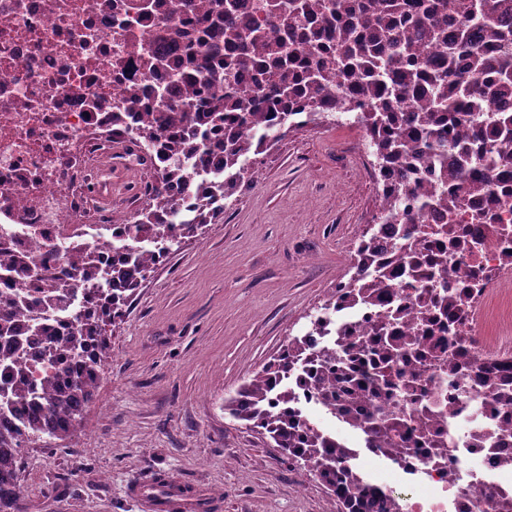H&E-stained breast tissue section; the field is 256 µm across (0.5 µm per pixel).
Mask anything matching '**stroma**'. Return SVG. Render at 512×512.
Here are the masks:
<instances>
[{
  "mask_svg": "<svg viewBox=\"0 0 512 512\" xmlns=\"http://www.w3.org/2000/svg\"><path fill=\"white\" fill-rule=\"evenodd\" d=\"M357 127L311 121L248 163L224 214L144 281L73 435L22 451L23 512H143L165 474L211 512H328L325 488L224 401L352 274L344 243L379 203Z\"/></svg>",
  "mask_w": 512,
  "mask_h": 512,
  "instance_id": "obj_1",
  "label": "stroma"
}]
</instances>
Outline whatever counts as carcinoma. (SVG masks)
<instances>
[{"instance_id":"carcinoma-1","label":"carcinoma","mask_w":512,"mask_h":512,"mask_svg":"<svg viewBox=\"0 0 512 512\" xmlns=\"http://www.w3.org/2000/svg\"><path fill=\"white\" fill-rule=\"evenodd\" d=\"M413 0H288L273 5L267 15L271 27H299L312 10L320 13L322 31L310 36L302 48L275 49L288 53V68L267 72V92L248 102L217 86L205 60L222 46L242 48L227 64V87L249 69L251 49L266 50L269 44L258 24L243 25L238 17H224V29L208 43L194 49L204 59L181 74L186 86L176 103H165L154 112L139 111V98L128 96L130 107L117 112L112 123L122 125L130 117L143 141L159 148L166 165L158 171L152 196L139 212V222L117 247L112 266L103 268L79 259L70 271L43 289L52 306L67 308L80 284L94 286L86 293L83 309L75 317L77 330L58 336L55 330L30 313L32 302L17 288H3L0 298V413H13L17 421L0 422V512H22L24 494L17 483L22 449L41 439L64 440L70 436L91 401L100 379V368L109 357L107 327L123 321L138 288L171 252L195 238L203 228L224 214V200L233 196L245 174L244 162L263 152L271 136L294 126L290 104L300 101L305 111H323V96L336 90V110L356 112L361 102L368 109L357 122L377 131L372 140L374 155L383 173L397 171L405 179V193L420 201L422 212L436 208L449 211L470 198L492 199L491 184L498 178L500 163L512 158V0H435L412 12ZM336 42L327 53L321 33ZM438 50L436 62L422 65L420 53ZM465 112L499 116L482 128L485 151L472 153L457 135L445 145L437 124ZM219 135L224 152L217 163L224 169L222 192H197L198 207L184 217L181 232L169 231L178 214L174 195L186 186V161L194 158L201 141ZM451 150L443 178L450 190L433 192L415 181L416 161L427 153ZM351 302L375 304L386 292L382 279L370 282L362 276L345 285ZM311 331L283 345L236 394L224 410L252 428L264 431L291 461L304 460L322 482L335 505L333 512H393L392 500L347 465V448L323 434L295 406L296 394L288 380L311 389L315 403L323 406L350 428L360 431L378 448L399 452L387 441V431L400 422L393 417L363 415L358 406L379 390L377 379L361 374L373 348L360 340L359 328L340 331L344 367L342 395L336 396V348L327 347L317 357V368L308 375H294L296 354L312 332H323L327 320L310 321ZM51 363H64V372H52L37 382L26 368L30 348Z\"/></svg>"}]
</instances>
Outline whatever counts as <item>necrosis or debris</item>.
<instances>
[{"label":"necrosis or debris","mask_w":512,"mask_h":512,"mask_svg":"<svg viewBox=\"0 0 512 512\" xmlns=\"http://www.w3.org/2000/svg\"><path fill=\"white\" fill-rule=\"evenodd\" d=\"M259 2L0 0V288H35L76 257L111 265L118 225L138 220L122 206L128 173L161 167L113 113L133 90L144 107L162 91L179 101L173 76L188 68V44L212 40L227 11L257 19ZM502 168L492 199L409 226L385 215L374 236L357 234L365 275L388 290L372 307L337 291L335 320L297 355L304 364L349 324L374 342L388 320L383 338L402 353L392 407L411 428L405 457L387 462L408 478L402 512H478L490 494L512 512V322L489 313L512 302V160ZM427 433L439 447L422 444Z\"/></svg>","instance_id":"1"}]
</instances>
